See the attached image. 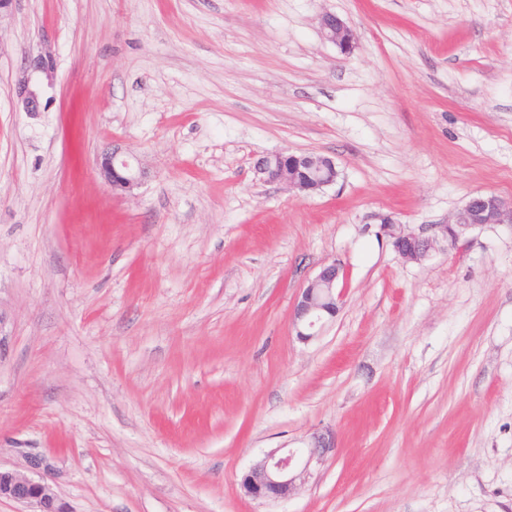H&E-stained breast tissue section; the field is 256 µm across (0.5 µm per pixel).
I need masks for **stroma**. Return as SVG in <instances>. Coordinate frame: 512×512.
Wrapping results in <instances>:
<instances>
[{
    "label": "stroma",
    "mask_w": 512,
    "mask_h": 512,
    "mask_svg": "<svg viewBox=\"0 0 512 512\" xmlns=\"http://www.w3.org/2000/svg\"><path fill=\"white\" fill-rule=\"evenodd\" d=\"M115 145L149 171L122 196L96 168ZM279 152L339 177L267 182ZM487 192L512 196V0H9L0 466L46 456L70 512H512V224L420 262L380 230ZM331 261L339 309L302 342ZM325 432L292 496L245 495ZM318 20L321 35L325 40L344 51L352 47L353 33L336 14L324 12L319 16ZM50 52L44 50L40 52L37 57L33 59L32 66L26 70L23 76L18 80L16 87L17 98L23 106L25 112L36 113L41 110V98L39 87L35 81L32 80L33 73H40L48 80H52L53 66L51 62ZM293 156L313 170V173L308 175L307 179L302 180L301 178H296L288 174L289 172L296 173L301 177L305 176L306 168L303 166L298 168L297 164H288L286 171L288 177L286 176V153L283 152L263 158L260 162L259 170L265 175L266 180L269 182L283 184L287 186L288 189L304 194L318 192L335 184L339 176V171L337 170L335 161L331 157L317 155L316 153ZM340 278L345 279V271L331 262L302 288L292 315V327L299 339H312L328 319L336 316L341 299V293H336ZM333 434L313 436L311 443L302 449L279 454L273 449L254 464L243 479L245 492L257 500L279 501L293 495L311 474L313 463L322 462L334 448Z\"/></svg>",
    "instance_id": "35a3bbf8"
}]
</instances>
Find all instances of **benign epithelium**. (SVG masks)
Instances as JSON below:
<instances>
[{
  "label": "benign epithelium",
  "instance_id": "7a95c632",
  "mask_svg": "<svg viewBox=\"0 0 512 512\" xmlns=\"http://www.w3.org/2000/svg\"><path fill=\"white\" fill-rule=\"evenodd\" d=\"M319 29L328 42L346 51L352 47L354 36L350 28L334 13L319 16ZM40 73L52 80L53 66L50 52H41L33 59L30 69L18 80L17 98L27 112L41 111L39 87L32 74ZM286 154L276 153L263 158L259 170L266 180L280 183L299 193L310 194L335 184L339 171L335 161L326 155L307 153L298 160L313 170L302 180L285 174ZM101 179L114 192H129L138 186L144 171L136 172L131 164L118 158L116 150L107 151L97 159ZM485 224H512V198L506 199L494 193L471 197L448 224L434 227V233L405 231L402 225L390 220L382 222L384 233L393 249L408 260H421L435 244L442 241L455 248L462 235L469 229ZM345 271L335 262L324 265L317 275L302 288L293 308L292 327L301 340L317 335L324 323L336 316L341 294L336 292ZM331 434L313 436L311 443L302 449L280 454L279 449L269 451L254 464L243 479L245 492L263 501H279L289 498L311 474L312 464L322 462L334 448ZM54 468L43 455L26 457L22 469L0 467V500L6 499L24 506V512H68L54 489Z\"/></svg>",
  "mask_w": 512,
  "mask_h": 512
}]
</instances>
